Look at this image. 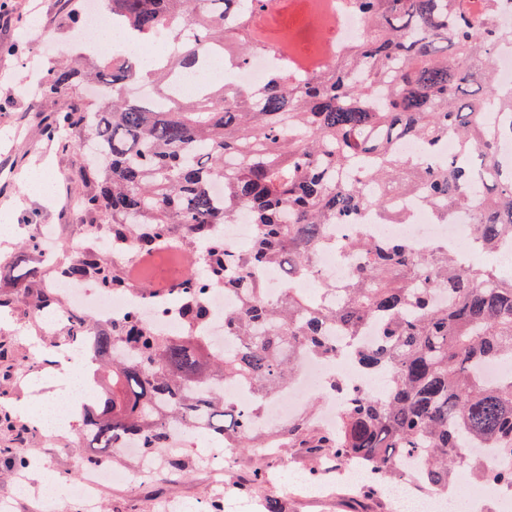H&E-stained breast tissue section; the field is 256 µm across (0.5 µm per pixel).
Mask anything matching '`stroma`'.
<instances>
[{"label": "stroma", "instance_id": "stroma-1", "mask_svg": "<svg viewBox=\"0 0 512 512\" xmlns=\"http://www.w3.org/2000/svg\"><path fill=\"white\" fill-rule=\"evenodd\" d=\"M17 51H10L11 43ZM94 42L90 31H78L69 12L61 11L59 0H40L37 9H29L24 0H12L10 14L0 20V215L9 216L20 236L38 233L47 224H72L76 218L63 204H50L23 192L22 186L34 167H41L50 183L52 195L79 194L83 185L76 177L82 160L78 151H61L57 141L46 137L43 126L47 115L63 108L67 100L59 98L48 103L32 91L29 59H40L43 66L62 63L75 56L94 59ZM31 330L25 322L0 324V343L9 348L7 360H0V386L5 394L0 403L17 407V419H24L25 407L51 401L57 391L49 381L32 387L27 378L33 352L28 346ZM28 447L42 461L43 471L57 473L72 469L74 458L84 449L69 429L59 431L58 438L45 433L27 436ZM17 433L0 429V497L11 499L13 512H41L45 500H54L57 512H77L76 508L58 498L55 487L41 482L35 471H27L28 490L19 493L15 484L16 465L5 448L17 445ZM200 448L186 450L182 455V478L166 471L152 482L131 487L115 485L103 498L101 512H150V504L159 498L191 503L210 492L209 478L201 468ZM294 471L307 477L311 468H321L317 482L322 493L308 498L281 497L282 512H390L386 498L367 487L352 488L338 478L325 460L305 448L284 451ZM235 466L227 473L225 483L233 496L248 497L252 490L249 478L253 469H271L276 462L258 456L253 449L236 453Z\"/></svg>", "mask_w": 512, "mask_h": 512}]
</instances>
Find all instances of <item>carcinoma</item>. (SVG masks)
Returning <instances> with one entry per match:
<instances>
[{
  "label": "carcinoma",
  "instance_id": "1",
  "mask_svg": "<svg viewBox=\"0 0 512 512\" xmlns=\"http://www.w3.org/2000/svg\"><path fill=\"white\" fill-rule=\"evenodd\" d=\"M498 4L347 0L369 32L348 57L306 66L299 53L310 44L292 32L314 11L290 23L269 0H105L134 40L164 32L170 51L149 71L117 55L86 70L50 67L43 98L71 101L45 133L67 149L92 144L91 161L80 166L89 223L76 230L110 224L112 239L147 254L169 238L190 246L192 267L156 266L140 291L167 285L192 304L177 340L156 335L135 313L106 328L86 312L69 317L68 335L93 337L96 370L112 369L83 432L86 447L99 449L90 462H111L127 440L149 453L165 448L169 422L181 418L232 448H313L390 479L403 474L404 457L423 452L422 495L448 491L466 465L477 482L512 485V375L496 384L480 376L489 361L512 362V277L461 263L446 243L420 254L403 239L375 240L354 224L341 248L359 265L344 285L324 288L338 296L336 306L291 284L270 302L259 278L272 264L290 280L313 274L316 252L336 247L326 225L387 212L371 190L380 184L422 191L442 224L472 208L478 249L512 247V152L499 150L512 142V89L498 91L490 66L497 46L512 44V27L499 25ZM269 43L280 47L284 64L258 89L198 82L193 95L160 104L125 93L138 82L166 86L179 74L210 73L217 58L244 66ZM85 84L109 88L111 107L98 109L81 92ZM450 136L457 151L445 157ZM400 138L416 140L421 155H400ZM216 183L224 185L220 199ZM240 210L254 234L233 252L224 225ZM110 240L93 254L67 246L47 261L37 237H26L9 258L14 275L0 280V313L29 322L56 306L51 284L59 276L94 278L106 291L127 288ZM215 289L243 294L224 317L239 339L233 353L212 350L198 335ZM373 323L377 341L366 347L361 337ZM301 350L347 356L363 373L386 374V393L351 398L331 430L308 414L259 440L251 426L261 406H225L217 382L236 379L261 399L274 396ZM463 448H487L498 465L470 466Z\"/></svg>",
  "mask_w": 512,
  "mask_h": 512
}]
</instances>
